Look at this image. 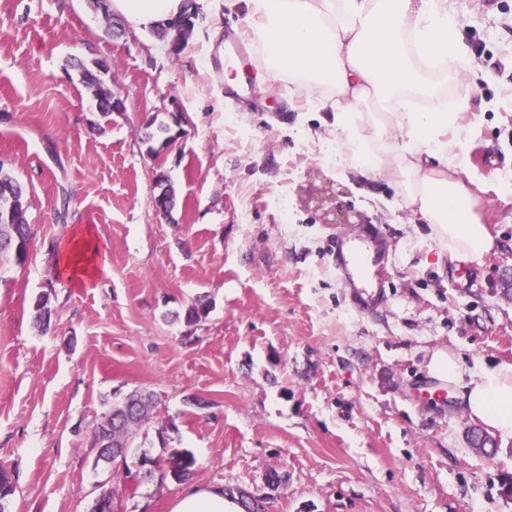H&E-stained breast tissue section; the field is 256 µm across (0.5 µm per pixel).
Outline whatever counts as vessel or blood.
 Instances as JSON below:
<instances>
[{
  "instance_id": "obj_1",
  "label": "vessel or blood",
  "mask_w": 512,
  "mask_h": 512,
  "mask_svg": "<svg viewBox=\"0 0 512 512\" xmlns=\"http://www.w3.org/2000/svg\"><path fill=\"white\" fill-rule=\"evenodd\" d=\"M389 251L388 238L379 225H362L356 235L337 236L333 250L336 275L351 307L369 316L388 300L379 268Z\"/></svg>"
}]
</instances>
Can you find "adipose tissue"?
Wrapping results in <instances>:
<instances>
[{"instance_id": "adipose-tissue-1", "label": "adipose tissue", "mask_w": 512, "mask_h": 512, "mask_svg": "<svg viewBox=\"0 0 512 512\" xmlns=\"http://www.w3.org/2000/svg\"><path fill=\"white\" fill-rule=\"evenodd\" d=\"M249 36L263 51L265 74H288L298 90L329 87L321 100L331 129L344 136L350 167L366 179L390 173L403 205L428 224L448 260L483 265L494 247L474 214L475 199L457 176L459 154L447 141L468 99L455 103L424 85L422 62L449 61L474 74V54L458 33L454 0H242ZM184 0H112L113 13L147 30L177 16ZM375 98L371 116L379 137L398 133L397 160L367 161L368 139L354 134L353 102ZM435 377L460 386L472 420L512 436V366L464 373L455 358L438 359ZM169 512H242L222 486H190Z\"/></svg>"}]
</instances>
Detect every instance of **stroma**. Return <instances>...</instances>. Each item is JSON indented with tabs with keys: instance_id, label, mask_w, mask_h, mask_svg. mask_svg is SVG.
<instances>
[{
	"instance_id": "1",
	"label": "stroma",
	"mask_w": 512,
	"mask_h": 512,
	"mask_svg": "<svg viewBox=\"0 0 512 512\" xmlns=\"http://www.w3.org/2000/svg\"><path fill=\"white\" fill-rule=\"evenodd\" d=\"M194 6L175 54L149 30L108 34L90 0H0V166L25 185L35 231L28 261L0 268L11 512H90L104 490L115 512H168L182 485L117 473L93 445L103 413L136 389L154 394L140 431L151 456L188 450L193 484L241 488L267 512H512V437L485 456L456 388L437 403L420 392L437 355L468 371L512 365V0L455 3L483 73L450 83L471 102L459 177L495 241L480 267L439 259L396 178L325 162L340 137L287 76L225 98L212 32H241L244 12ZM74 57L110 62L122 111L101 118ZM154 117L171 142L146 140ZM161 173L175 194L167 216L152 204ZM357 213L390 244L389 301L370 316L353 311L328 257ZM84 228L107 267L87 285L56 281L54 249ZM199 296L210 313L187 323Z\"/></svg>"
}]
</instances>
